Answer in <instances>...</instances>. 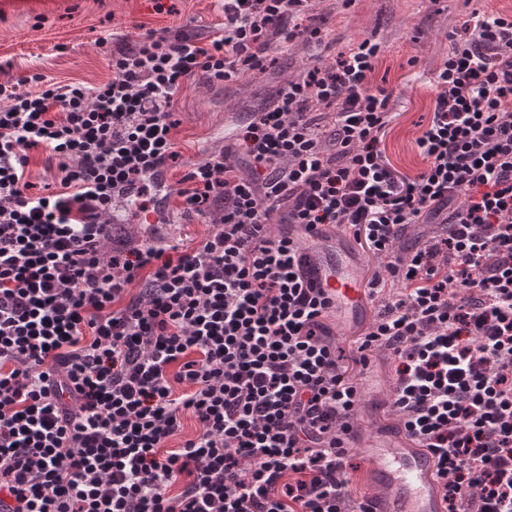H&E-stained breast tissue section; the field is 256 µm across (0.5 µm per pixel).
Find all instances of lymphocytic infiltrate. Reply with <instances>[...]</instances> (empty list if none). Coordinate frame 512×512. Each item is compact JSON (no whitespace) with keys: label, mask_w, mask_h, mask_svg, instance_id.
Instances as JSON below:
<instances>
[{"label":"lymphocytic infiltrate","mask_w":512,"mask_h":512,"mask_svg":"<svg viewBox=\"0 0 512 512\" xmlns=\"http://www.w3.org/2000/svg\"><path fill=\"white\" fill-rule=\"evenodd\" d=\"M316 6L224 0L208 38L146 31L98 87L0 83V512H364L347 477L361 390L275 215L384 259L360 364L391 355L392 407L436 456L446 512H512V16L449 32L410 176L380 148V44H337ZM295 41L326 52L178 181L214 232L114 240L117 203L160 205L188 83L252 78ZM34 150L57 174L39 192ZM186 415L199 430L180 442Z\"/></svg>","instance_id":"lymphocytic-infiltrate-1"}]
</instances>
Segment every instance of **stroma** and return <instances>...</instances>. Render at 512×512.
Masks as SVG:
<instances>
[{
	"label": "stroma",
	"mask_w": 512,
	"mask_h": 512,
	"mask_svg": "<svg viewBox=\"0 0 512 512\" xmlns=\"http://www.w3.org/2000/svg\"><path fill=\"white\" fill-rule=\"evenodd\" d=\"M44 13L0 14V83L40 73L58 84L99 86L112 77L111 56L120 41L135 42L143 29L187 28L208 37L224 21L220 0H54ZM165 4L157 12L156 4ZM319 11L330 12L329 27L337 39L372 38L382 57L375 81L392 90L396 118L381 148L404 174L420 171L424 163L415 140L432 117L430 78L448 52V33L472 11L512 15V0H356L351 10H332L321 0ZM319 47L301 42L275 48L278 63L271 72L224 88L191 81L177 106L180 124L176 139L180 156L166 173L169 221L160 231L170 243L187 246L206 236L210 227L182 220L175 194L187 164L211 151L223 150L247 122L250 106L261 102L279 84L297 78L319 55ZM373 308L344 321L333 335L350 374H357V339L371 323ZM369 380L354 419L356 439L348 477L353 500L370 495L364 450L374 429L397 421L389 408L392 363L387 353L369 356Z\"/></svg>",
	"instance_id": "35a3bbf8"
}]
</instances>
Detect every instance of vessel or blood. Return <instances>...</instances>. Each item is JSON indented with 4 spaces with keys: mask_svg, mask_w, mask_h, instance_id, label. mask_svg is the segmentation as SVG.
I'll return each instance as SVG.
<instances>
[{
    "mask_svg": "<svg viewBox=\"0 0 512 512\" xmlns=\"http://www.w3.org/2000/svg\"><path fill=\"white\" fill-rule=\"evenodd\" d=\"M303 273L304 281L324 289L337 304L362 300L353 267L337 260L333 252L306 251ZM366 456L376 488L366 504L368 512H443L433 458L402 428L381 433Z\"/></svg>",
    "mask_w": 512,
    "mask_h": 512,
    "instance_id": "vessel-or-blood-1",
    "label": "vessel or blood"
}]
</instances>
